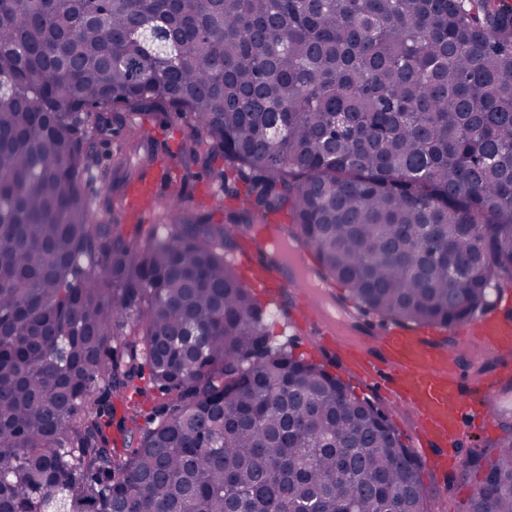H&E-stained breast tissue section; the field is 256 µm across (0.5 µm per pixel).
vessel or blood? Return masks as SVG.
I'll list each match as a JSON object with an SVG mask.
<instances>
[{"label": "vessel or blood", "mask_w": 512, "mask_h": 512, "mask_svg": "<svg viewBox=\"0 0 512 512\" xmlns=\"http://www.w3.org/2000/svg\"><path fill=\"white\" fill-rule=\"evenodd\" d=\"M157 192L154 182L143 180L126 194V211L142 216L150 210ZM298 261L295 250L286 248L278 268L266 273V288L282 293L293 288V280L281 278L280 272ZM304 310L308 321L315 323L323 335L335 337L340 351L354 354L355 366L371 385L387 391L414 413L420 422L423 445L440 451L434 466L444 468L446 450L467 432L472 420L475 402L470 394L468 367L460 365L453 352L406 329H390L375 338L370 331L327 321L321 304L305 303ZM461 331L474 343L485 345L487 354L496 359V380L512 378L511 317L481 316L463 323Z\"/></svg>", "instance_id": "obj_1"}]
</instances>
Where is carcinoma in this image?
<instances>
[{
  "mask_svg": "<svg viewBox=\"0 0 512 512\" xmlns=\"http://www.w3.org/2000/svg\"><path fill=\"white\" fill-rule=\"evenodd\" d=\"M102 7L78 26L72 0H0V512H428L385 412L274 339L230 259L253 225L186 214L184 190L207 171L361 313L469 321L512 288V10ZM137 115L185 126L162 235L95 223L112 196L82 192L95 142ZM145 136L118 148L126 186ZM463 467L459 512H512V433Z\"/></svg>",
  "mask_w": 512,
  "mask_h": 512,
  "instance_id": "carcinoma-1",
  "label": "carcinoma"
}]
</instances>
